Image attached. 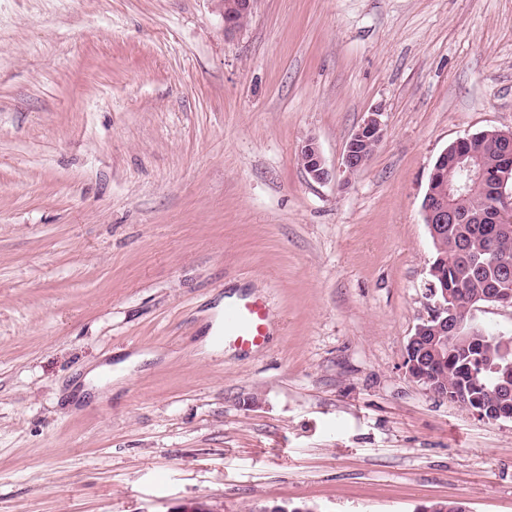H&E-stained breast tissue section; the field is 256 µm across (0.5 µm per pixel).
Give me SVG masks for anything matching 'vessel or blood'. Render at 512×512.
Masks as SVG:
<instances>
[{"label": "vessel or blood", "mask_w": 512, "mask_h": 512, "mask_svg": "<svg viewBox=\"0 0 512 512\" xmlns=\"http://www.w3.org/2000/svg\"><path fill=\"white\" fill-rule=\"evenodd\" d=\"M268 336V308L264 300L248 297L226 305L220 327L221 341L240 350L261 347Z\"/></svg>", "instance_id": "obj_1"}]
</instances>
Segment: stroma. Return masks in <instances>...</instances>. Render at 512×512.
Segmentation results:
<instances>
[{
	"mask_svg": "<svg viewBox=\"0 0 512 512\" xmlns=\"http://www.w3.org/2000/svg\"><path fill=\"white\" fill-rule=\"evenodd\" d=\"M493 129L512 0H255L230 34L218 0H0V512H512V420L404 367L431 171ZM234 294L268 341L207 350ZM379 115V112H371L347 141L342 159L344 171H357L371 159L384 135ZM300 161L305 172L316 182H326L336 177L335 170H330L322 157L318 145L313 140H307L299 151Z\"/></svg>",
	"mask_w": 512,
	"mask_h": 512,
	"instance_id": "stroma-1",
	"label": "stroma"
}]
</instances>
